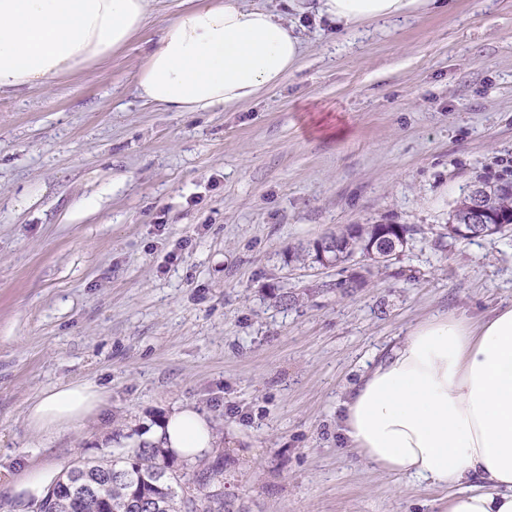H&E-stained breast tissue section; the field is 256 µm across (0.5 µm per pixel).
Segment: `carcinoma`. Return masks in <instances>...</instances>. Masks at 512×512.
Wrapping results in <instances>:
<instances>
[{
  "label": "carcinoma",
  "instance_id": "obj_1",
  "mask_svg": "<svg viewBox=\"0 0 512 512\" xmlns=\"http://www.w3.org/2000/svg\"><path fill=\"white\" fill-rule=\"evenodd\" d=\"M495 216L512 222V193L494 196ZM470 212V194L456 202L448 220L463 222ZM381 225H352L336 239V263L358 254L371 265L380 261L368 257L362 244L379 234ZM92 486L93 493L87 492ZM37 512H226L223 473L217 468L191 478L176 464L168 451L140 441L114 448L104 463L87 461L78 472L67 471L39 504Z\"/></svg>",
  "mask_w": 512,
  "mask_h": 512
}]
</instances>
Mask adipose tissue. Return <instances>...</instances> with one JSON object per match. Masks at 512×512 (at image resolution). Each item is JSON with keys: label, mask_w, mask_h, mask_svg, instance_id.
Segmentation results:
<instances>
[{"label": "adipose tissue", "mask_w": 512, "mask_h": 512, "mask_svg": "<svg viewBox=\"0 0 512 512\" xmlns=\"http://www.w3.org/2000/svg\"><path fill=\"white\" fill-rule=\"evenodd\" d=\"M150 0H0V91L52 87L97 66L143 27ZM442 0H290L343 29L392 24ZM304 55L296 26L252 0H208L180 9L146 53L135 91L170 112H208L277 86ZM104 391L88 381L45 392L27 411L37 433L68 430L98 412ZM343 433L374 467L448 491V512H512V304L472 319L439 314L377 357L344 403ZM188 463L216 446L211 421L176 406L148 435ZM41 466L5 484L19 508L57 482Z\"/></svg>", "instance_id": "adipose-tissue-1"}]
</instances>
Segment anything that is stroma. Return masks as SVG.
<instances>
[{
  "instance_id": "obj_1",
  "label": "stroma",
  "mask_w": 512,
  "mask_h": 512,
  "mask_svg": "<svg viewBox=\"0 0 512 512\" xmlns=\"http://www.w3.org/2000/svg\"><path fill=\"white\" fill-rule=\"evenodd\" d=\"M180 2L152 0L93 70L0 94V512L7 476L141 441L178 403L216 425L230 512H448L447 490L347 447L342 404L417 323L512 304V235H448L475 177L512 168V0L388 32L307 17L280 85L169 112L134 87ZM351 224L410 232L375 268L291 258ZM74 381L105 390L98 416L29 430Z\"/></svg>"
}]
</instances>
